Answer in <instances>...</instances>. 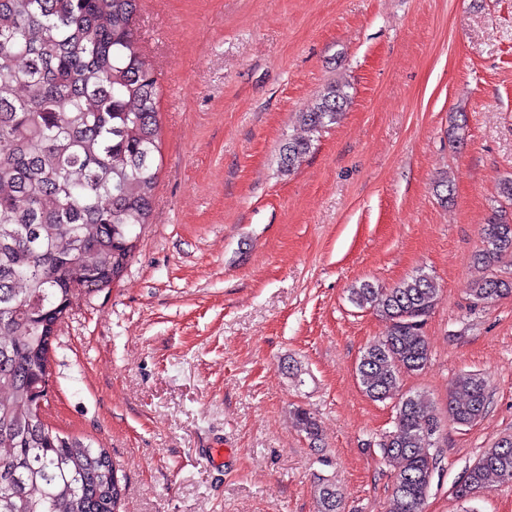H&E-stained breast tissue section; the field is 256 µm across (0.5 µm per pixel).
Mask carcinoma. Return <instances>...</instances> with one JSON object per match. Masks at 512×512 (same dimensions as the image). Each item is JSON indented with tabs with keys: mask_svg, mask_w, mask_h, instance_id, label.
<instances>
[{
	"mask_svg": "<svg viewBox=\"0 0 512 512\" xmlns=\"http://www.w3.org/2000/svg\"><path fill=\"white\" fill-rule=\"evenodd\" d=\"M137 0H0V512H119L122 487L110 456L44 422L35 388L50 381L57 337L48 314L61 316L83 295L107 288L137 249L136 227L149 223L156 188L160 127L157 76L134 29ZM350 102L331 83L300 113L318 134ZM313 146L290 139L280 154L291 171ZM512 259V224L493 217L474 256L480 276L473 300L512 295L496 268ZM438 300L432 277L418 272L392 288L364 283L350 301L389 321L387 335L357 364L365 394L383 401L400 375L423 370V325ZM487 406L484 379L458 377L448 418L469 425ZM294 416L317 440L305 409ZM440 425L430 399L409 393L394 429L378 448L397 466L385 512H424L438 458L430 429ZM496 476L512 481V435L465 471L454 495L468 501ZM318 512H344L336 486L320 481Z\"/></svg>",
	"mask_w": 512,
	"mask_h": 512,
	"instance_id": "carcinoma-1",
	"label": "carcinoma"
}]
</instances>
